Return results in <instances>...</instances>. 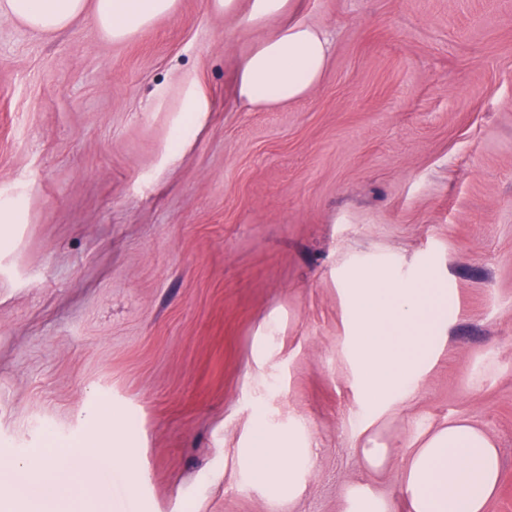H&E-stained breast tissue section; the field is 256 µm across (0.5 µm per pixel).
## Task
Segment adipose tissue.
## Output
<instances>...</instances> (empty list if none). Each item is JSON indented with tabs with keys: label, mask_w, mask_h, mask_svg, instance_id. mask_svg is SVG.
Masks as SVG:
<instances>
[{
	"label": "adipose tissue",
	"mask_w": 512,
	"mask_h": 512,
	"mask_svg": "<svg viewBox=\"0 0 512 512\" xmlns=\"http://www.w3.org/2000/svg\"><path fill=\"white\" fill-rule=\"evenodd\" d=\"M179 0H0V19L55 35L93 15L111 41L128 40L160 18L176 13ZM293 0H250L241 22L263 35L237 67L236 91L249 107L268 110L308 96L321 82L331 56L328 33L287 19ZM449 290L426 273L404 284L381 271H361L347 290L352 321L348 338L353 386L369 421L383 416L428 371L448 325ZM246 468L255 483L298 498L315 450L301 425L287 434L257 422ZM501 477L496 442L469 419L429 431L410 452L404 487L410 512H486ZM36 482L39 503L20 486ZM90 471L73 470L63 450L47 449L37 460L0 456V512H96Z\"/></svg>",
	"instance_id": "adipose-tissue-1"
}]
</instances>
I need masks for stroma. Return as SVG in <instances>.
<instances>
[{"label": "stroma", "mask_w": 512, "mask_h": 512, "mask_svg": "<svg viewBox=\"0 0 512 512\" xmlns=\"http://www.w3.org/2000/svg\"><path fill=\"white\" fill-rule=\"evenodd\" d=\"M249 4L180 0L125 42L88 16L50 38L0 20V454L119 443L105 512H341L365 477L409 512L411 444L466 417L500 451L487 512H512V0H295L330 61L262 112L235 89ZM183 75L202 124L176 110ZM369 268L452 290L371 476L344 295ZM259 417L317 444L296 500L241 464ZM182 100L178 112H186L193 122H199L209 112L207 97L195 80H182ZM355 452L365 468L374 473L381 471L390 459V448L375 436L357 443Z\"/></svg>", "instance_id": "obj_1"}]
</instances>
